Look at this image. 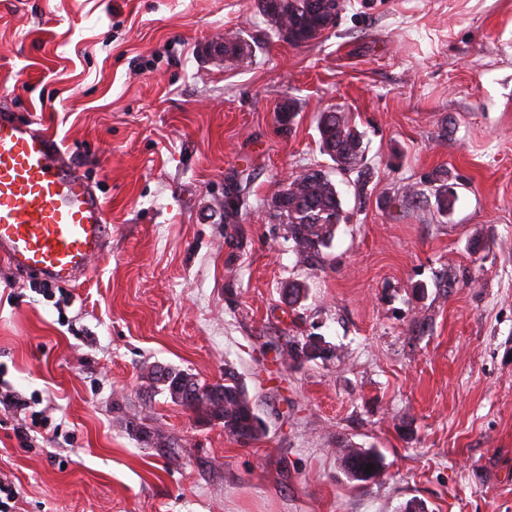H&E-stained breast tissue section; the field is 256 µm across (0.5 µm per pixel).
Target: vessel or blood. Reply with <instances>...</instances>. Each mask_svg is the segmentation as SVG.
<instances>
[{
	"label": "vessel or blood",
	"instance_id": "1",
	"mask_svg": "<svg viewBox=\"0 0 512 512\" xmlns=\"http://www.w3.org/2000/svg\"><path fill=\"white\" fill-rule=\"evenodd\" d=\"M107 210L36 121L0 113V257L14 270L69 284L106 251Z\"/></svg>",
	"mask_w": 512,
	"mask_h": 512
}]
</instances>
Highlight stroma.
Returning <instances> with one entry per match:
<instances>
[{"label": "stroma", "mask_w": 512, "mask_h": 512, "mask_svg": "<svg viewBox=\"0 0 512 512\" xmlns=\"http://www.w3.org/2000/svg\"><path fill=\"white\" fill-rule=\"evenodd\" d=\"M344 3L310 44L227 61L208 45L264 29L255 0H0V106L55 137L112 233L47 293L0 259V394L28 402L0 406L13 512H512V0ZM329 110L364 133L363 196L320 150ZM307 166L345 219L301 263L270 205ZM439 167L448 214L396 204ZM310 336L332 356H297ZM155 366L232 368L264 433L173 403ZM344 444L381 478L349 482ZM341 461L345 474L352 481L365 483L377 480L383 471V456L374 448H341ZM372 464L371 473H365V468ZM359 474L361 477H357Z\"/></svg>", "instance_id": "obj_1"}]
</instances>
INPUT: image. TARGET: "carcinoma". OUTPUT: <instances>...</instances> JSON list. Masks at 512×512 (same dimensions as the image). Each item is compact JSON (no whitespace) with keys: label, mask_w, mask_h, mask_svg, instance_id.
I'll use <instances>...</instances> for the list:
<instances>
[{"label":"carcinoma","mask_w":512,"mask_h":512,"mask_svg":"<svg viewBox=\"0 0 512 512\" xmlns=\"http://www.w3.org/2000/svg\"><path fill=\"white\" fill-rule=\"evenodd\" d=\"M311 0H257V8L265 18L270 31L277 37L294 44H308L319 39L328 29V24L336 20L339 4L336 0H320L321 7L311 8ZM263 41L253 37L249 40L237 32L224 42V58L244 61L255 56V49ZM320 147L324 154L336 165L340 173L357 172L354 181L357 192H362L371 179V169L364 166L366 144L362 132L352 125L351 119L343 112H322L317 118ZM428 188L408 187L402 192V201L417 204L426 194L434 197L439 212L449 211L457 200L455 184L448 182V171L439 169L432 172L427 180ZM287 186L292 188L288 201L273 203L274 217L285 225V239L294 243L299 259L307 262L330 246L336 226L344 220L340 193L336 183L323 170L313 173L303 168L288 176ZM152 381L162 379L169 383L161 390L173 396L171 387L186 373L162 366L150 372ZM191 389L177 399L181 405L192 410L200 409L198 394H207L212 388L221 392L219 400L212 403V409L224 422V431L235 437L239 433H249L256 438L263 428L257 424L258 417L247 398L235 372L224 369V383L213 386L190 379ZM341 461L345 474L353 481L365 483L377 480L383 471V456L373 448L341 449ZM372 471L365 472L366 466Z\"/></svg>","instance_id":"carcinoma-1"}]
</instances>
